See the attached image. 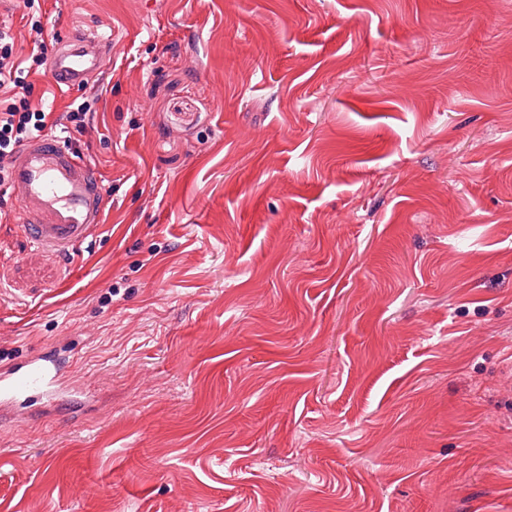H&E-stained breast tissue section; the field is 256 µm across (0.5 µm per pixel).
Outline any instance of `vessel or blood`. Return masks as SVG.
Segmentation results:
<instances>
[{
    "label": "vessel or blood",
    "instance_id": "b4317fda",
    "mask_svg": "<svg viewBox=\"0 0 512 512\" xmlns=\"http://www.w3.org/2000/svg\"><path fill=\"white\" fill-rule=\"evenodd\" d=\"M106 40L91 44L76 32L70 45L50 57L49 76L60 87H80L103 68ZM10 181L19 193L18 222L35 252L66 257L99 226L107 200L103 181L83 156L65 140L45 133L26 141L17 151ZM62 377L33 357L0 372V405H26L59 392Z\"/></svg>",
    "mask_w": 512,
    "mask_h": 512
}]
</instances>
